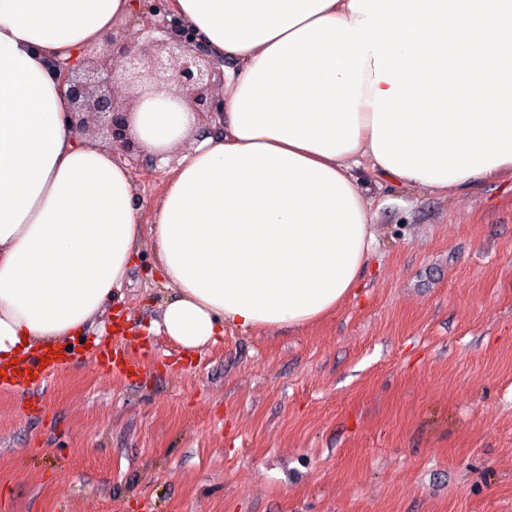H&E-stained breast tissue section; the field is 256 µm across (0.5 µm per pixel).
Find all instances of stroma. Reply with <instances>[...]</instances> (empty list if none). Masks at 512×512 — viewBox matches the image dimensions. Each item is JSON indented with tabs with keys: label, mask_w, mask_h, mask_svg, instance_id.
<instances>
[{
	"label": "stroma",
	"mask_w": 512,
	"mask_h": 512,
	"mask_svg": "<svg viewBox=\"0 0 512 512\" xmlns=\"http://www.w3.org/2000/svg\"><path fill=\"white\" fill-rule=\"evenodd\" d=\"M126 164L152 211L167 167ZM355 175L371 258L300 331L185 355L150 330L175 292L144 243L120 305L138 374L0 387V512H512V177L447 198Z\"/></svg>",
	"instance_id": "stroma-1"
}]
</instances>
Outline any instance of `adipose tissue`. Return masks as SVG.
I'll return each instance as SVG.
<instances>
[{
  "label": "adipose tissue",
  "instance_id": "adipose-tissue-1",
  "mask_svg": "<svg viewBox=\"0 0 512 512\" xmlns=\"http://www.w3.org/2000/svg\"><path fill=\"white\" fill-rule=\"evenodd\" d=\"M352 0H170L172 14L224 57V133L174 80L155 82L129 132L167 162L184 154L153 209L158 272L175 298L152 324L183 350L225 328L302 329L357 287L375 232L352 169L369 163L405 188L460 195L512 161L449 183L395 174L373 151L370 88L355 148L324 156L287 142L237 136L233 101L269 47L322 17L356 25ZM137 8L135 0H0V366L84 332L129 283L142 245L131 174L93 136L68 124L52 62L80 60Z\"/></svg>",
  "mask_w": 512,
  "mask_h": 512
}]
</instances>
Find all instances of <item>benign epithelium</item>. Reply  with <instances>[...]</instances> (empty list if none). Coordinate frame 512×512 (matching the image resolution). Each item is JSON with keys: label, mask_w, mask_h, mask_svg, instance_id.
Listing matches in <instances>:
<instances>
[{"label": "benign epithelium", "mask_w": 512, "mask_h": 512, "mask_svg": "<svg viewBox=\"0 0 512 512\" xmlns=\"http://www.w3.org/2000/svg\"><path fill=\"white\" fill-rule=\"evenodd\" d=\"M166 0H143L141 19H134L124 33L104 38L103 52L94 61H66L55 64L54 77L67 86L66 96L71 103L68 117L77 129H86L88 117H95L105 127L110 145L118 151L129 153L137 148L129 134L127 113L114 104L118 69L136 67L142 60L139 36L144 29L134 26L145 22L151 27L153 18L162 17L158 29L166 34L161 40L167 56L155 55L150 59L152 68L172 71L179 89L192 95V103L203 119L221 118L223 100L208 97L213 78L221 73L224 61L211 56L207 46L164 8Z\"/></svg>", "instance_id": "benign-epithelium-1"}]
</instances>
